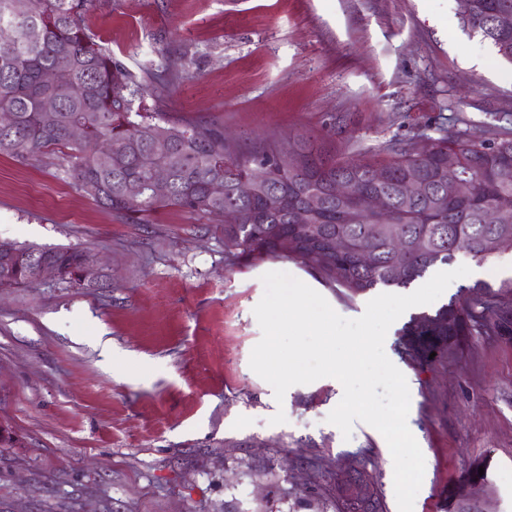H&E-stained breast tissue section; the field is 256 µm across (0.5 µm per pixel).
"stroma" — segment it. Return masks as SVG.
<instances>
[{"label": "stroma", "instance_id": "stroma-1", "mask_svg": "<svg viewBox=\"0 0 512 512\" xmlns=\"http://www.w3.org/2000/svg\"><path fill=\"white\" fill-rule=\"evenodd\" d=\"M459 0H98L87 29L131 69L184 55L188 67L153 111L220 119L233 142L313 134L335 154L512 128V63L458 22ZM61 154L22 165L0 156V242L70 245L107 261L111 285L42 281L0 288V512H288L302 497L336 512L355 466L398 512L386 440L328 423L343 391L326 377L276 402L250 367L261 338V277L285 271L341 316L345 299L288 260L228 269L224 219L178 207L126 224L85 196ZM407 310L384 350L410 391L408 427L424 458L414 512H457L472 467L486 477L470 512H512V333L475 336L458 359L418 364L398 349ZM110 343L111 357L101 353ZM285 423L271 424L277 411Z\"/></svg>", "mask_w": 512, "mask_h": 512}]
</instances>
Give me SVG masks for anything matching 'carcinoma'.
Segmentation results:
<instances>
[{
    "instance_id": "cac0c4a2",
    "label": "carcinoma",
    "mask_w": 512,
    "mask_h": 512,
    "mask_svg": "<svg viewBox=\"0 0 512 512\" xmlns=\"http://www.w3.org/2000/svg\"><path fill=\"white\" fill-rule=\"evenodd\" d=\"M93 5L94 0H0V108L14 116L11 125L0 128V155L26 164L61 152L78 188L125 224H150L159 210L172 206L203 215L222 211L227 266L293 260L323 285L343 289L349 300L379 287L407 288L460 254L483 265L493 258L483 246L489 234L499 237L501 256L512 255V214L501 215L496 209L501 197H512L511 135L496 133L476 142L442 126L438 136L429 138L432 150L426 156L416 152L414 140L387 145L385 157L373 161L338 158L313 137L289 143L294 155L288 159L263 142L242 152L225 142L222 123L149 112L145 97L181 79L182 57L169 56L159 68L149 63L136 74L86 28L84 17ZM503 11L512 13V0H472L471 13L459 23L512 63V27H492L495 15ZM60 56L70 58L69 67L59 74L57 84L44 83L43 71ZM61 88L68 93L59 97L55 118L47 122L40 103L58 97ZM72 124L84 129L80 144L68 139ZM158 139L168 143L164 163L170 178L164 190L156 189L145 163ZM101 143L113 151L105 164L96 153ZM378 168L387 173L381 182L371 177ZM410 176L430 181L429 195L418 200L401 197L400 187ZM465 178L473 189L459 196L454 185ZM245 179L260 183L256 194L238 195L236 187ZM338 179L352 186V196L345 201L333 195ZM130 181L138 187L133 198L125 194ZM215 181L224 183V196L209 193ZM272 191L284 198L276 210L265 205ZM314 193L322 196L323 208L299 220ZM365 195L383 196L385 212L377 218L357 214L356 202ZM394 234L405 246L399 271L388 249ZM340 236L353 242L351 252L331 254L319 266L309 263L311 249ZM90 257L76 247L1 243L0 288L30 286L32 260L38 258L61 267L68 283L87 288L80 272ZM511 327L512 279H505L496 290L484 281L461 287L459 297L433 314L413 317L400 335L461 336L466 346L475 333L507 332ZM421 346L422 352L411 356L421 363L430 362L433 352L437 360L461 354L448 353V347L434 340Z\"/></svg>"
}]
</instances>
